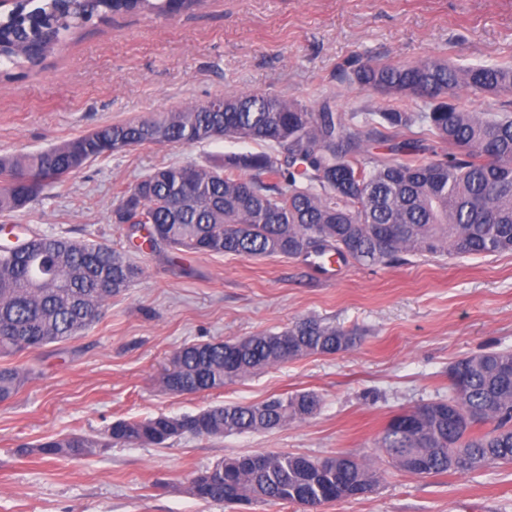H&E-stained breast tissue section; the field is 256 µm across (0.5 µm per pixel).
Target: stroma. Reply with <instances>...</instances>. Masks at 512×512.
Returning a JSON list of instances; mask_svg holds the SVG:
<instances>
[{
	"mask_svg": "<svg viewBox=\"0 0 512 512\" xmlns=\"http://www.w3.org/2000/svg\"><path fill=\"white\" fill-rule=\"evenodd\" d=\"M361 56L466 66L512 58V0H204L173 16H116L83 28L43 66L0 82V155L32 152L119 121L174 112L227 92L270 93L336 111L381 106L338 70ZM250 141L146 146L95 161L48 187L18 221L27 231L129 248L112 222L117 192L164 163L209 165L259 152ZM131 251L143 269L81 336L0 357L31 378L0 404V512H296L290 504L229 507L188 487L217 461L255 452L315 459L344 454L380 482L323 512H512V463L415 475L375 442L396 414L449 394L448 369L512 349V254L388 264L308 258ZM316 318L360 336L350 351L306 355L218 390L164 389L172 353L188 343L277 332ZM310 391L315 415L268 432L185 435L167 446H114L90 457L22 456L21 446L71 434L103 437L118 419L196 413Z\"/></svg>",
	"mask_w": 512,
	"mask_h": 512,
	"instance_id": "stroma-1",
	"label": "stroma"
}]
</instances>
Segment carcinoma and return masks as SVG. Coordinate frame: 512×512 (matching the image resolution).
I'll return each instance as SVG.
<instances>
[{
    "label": "carcinoma",
    "instance_id": "carcinoma-1",
    "mask_svg": "<svg viewBox=\"0 0 512 512\" xmlns=\"http://www.w3.org/2000/svg\"><path fill=\"white\" fill-rule=\"evenodd\" d=\"M201 0H15L0 17V78L41 66L76 30L113 16L178 14ZM349 86L426 107L378 108L364 116L313 109L277 94L233 93L186 110L102 125L35 152L0 156V214L11 216L43 190L114 152L141 146L204 143L219 133L285 148L229 155L207 167L169 164L117 193L129 204L131 232L145 231L152 250L294 258L334 254L381 264L399 253L433 258L512 253V116L474 112L462 94L512 103V61L456 66L440 57L411 64L343 65ZM224 104V111L213 105ZM420 134H412L414 126ZM446 145L448 151L437 152ZM430 152L433 158L424 157ZM143 275L126 250L55 234L32 233L0 247V357L33 352L83 334L112 297ZM353 332L300 319L279 332L185 344L171 356L182 393L224 387L262 369L311 354L351 350ZM449 376L452 395L423 418L416 409L393 416L378 440L392 464L416 475L465 473L512 463V350L465 357ZM30 371L0 368V403ZM314 392L248 405L211 406L188 414L203 438L266 432L312 416ZM180 436L171 417L119 419L105 441L87 435L53 438L18 449L22 455L80 457L109 445L165 446ZM218 462L190 484L208 502H284L301 512L361 497L377 473L349 456L322 461L288 453Z\"/></svg>",
    "mask_w": 512,
    "mask_h": 512
}]
</instances>
